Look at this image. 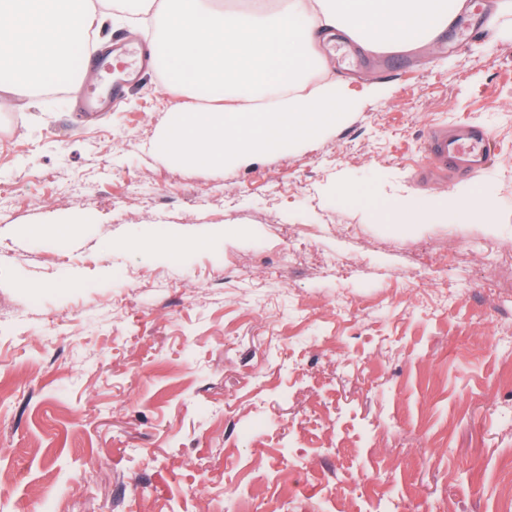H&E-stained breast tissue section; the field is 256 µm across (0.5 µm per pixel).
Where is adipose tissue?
I'll use <instances>...</instances> for the list:
<instances>
[{"label": "adipose tissue", "mask_w": 512, "mask_h": 512, "mask_svg": "<svg viewBox=\"0 0 512 512\" xmlns=\"http://www.w3.org/2000/svg\"><path fill=\"white\" fill-rule=\"evenodd\" d=\"M107 0H0V46L15 65L10 85L24 91L49 79L52 57L85 40L108 17ZM161 45L178 62V80L226 91L227 106L181 112L168 140L190 161L212 166L243 150L308 137L347 104L344 84L308 85L324 60L317 43L341 34L376 52L431 47L468 0H168ZM475 195L440 194L401 209L403 216L452 220L479 211Z\"/></svg>", "instance_id": "ef3b65f1"}]
</instances>
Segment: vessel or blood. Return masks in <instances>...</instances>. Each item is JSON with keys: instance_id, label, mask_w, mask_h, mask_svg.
<instances>
[{"instance_id": "obj_1", "label": "vessel or blood", "mask_w": 512, "mask_h": 512, "mask_svg": "<svg viewBox=\"0 0 512 512\" xmlns=\"http://www.w3.org/2000/svg\"><path fill=\"white\" fill-rule=\"evenodd\" d=\"M88 71L99 82L108 84L107 94H100L96 89L81 88L75 94L76 109L80 112H96L103 101H116L124 92L122 83L113 81V73H123L128 69L124 54L99 52L90 56ZM426 152L431 161L430 166L420 171L423 178L433 174H478L485 168L491 153V137L486 129L459 125L453 129H435L429 132Z\"/></svg>"}]
</instances>
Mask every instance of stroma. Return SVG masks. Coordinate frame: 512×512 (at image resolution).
I'll return each mask as SVG.
<instances>
[{
  "label": "stroma",
  "instance_id": "35a3bbf8",
  "mask_svg": "<svg viewBox=\"0 0 512 512\" xmlns=\"http://www.w3.org/2000/svg\"><path fill=\"white\" fill-rule=\"evenodd\" d=\"M321 52L349 109L221 166L165 145L161 66L85 116L0 85V512H512V17ZM462 121L486 170L418 182ZM483 201L477 196H460L453 194H440L418 203H409L402 207L400 212L403 216L411 219L433 218L437 220H452L461 215L471 214L479 211Z\"/></svg>",
  "mask_w": 512,
  "mask_h": 512
}]
</instances>
